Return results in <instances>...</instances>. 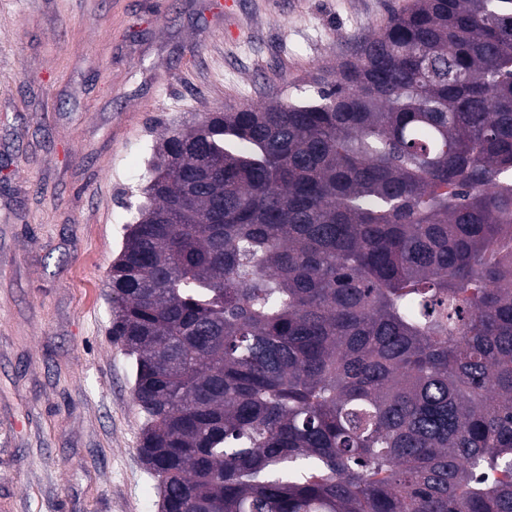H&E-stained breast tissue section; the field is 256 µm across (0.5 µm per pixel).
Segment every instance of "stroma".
Here are the masks:
<instances>
[{"label":"stroma","mask_w":512,"mask_h":512,"mask_svg":"<svg viewBox=\"0 0 512 512\" xmlns=\"http://www.w3.org/2000/svg\"><path fill=\"white\" fill-rule=\"evenodd\" d=\"M409 0H0V512H160L108 274L167 129L314 96Z\"/></svg>","instance_id":"1"}]
</instances>
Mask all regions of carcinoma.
Masks as SVG:
<instances>
[{
  "mask_svg": "<svg viewBox=\"0 0 512 512\" xmlns=\"http://www.w3.org/2000/svg\"><path fill=\"white\" fill-rule=\"evenodd\" d=\"M151 177L109 279L161 512H512V0H410Z\"/></svg>",
  "mask_w": 512,
  "mask_h": 512,
  "instance_id": "cac0c4a2",
  "label": "carcinoma"
}]
</instances>
